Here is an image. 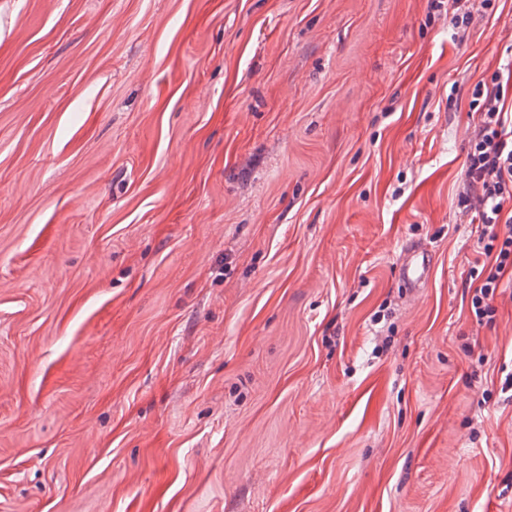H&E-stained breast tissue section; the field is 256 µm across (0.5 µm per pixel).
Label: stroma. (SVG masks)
Instances as JSON below:
<instances>
[{
  "label": "stroma",
  "instance_id": "obj_1",
  "mask_svg": "<svg viewBox=\"0 0 512 512\" xmlns=\"http://www.w3.org/2000/svg\"><path fill=\"white\" fill-rule=\"evenodd\" d=\"M429 4L0 0V512H512L459 200L512 0ZM454 10V26L458 29V39H464L468 25L475 14L486 13L492 8V0H452ZM460 33V35H459ZM432 265L431 257L417 249L406 253L398 270L399 279L406 288H422Z\"/></svg>",
  "mask_w": 512,
  "mask_h": 512
}]
</instances>
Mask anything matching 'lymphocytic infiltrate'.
Wrapping results in <instances>:
<instances>
[{"mask_svg": "<svg viewBox=\"0 0 512 512\" xmlns=\"http://www.w3.org/2000/svg\"><path fill=\"white\" fill-rule=\"evenodd\" d=\"M478 122L468 140L464 209L476 224L484 259L468 284L477 326L496 321L495 301L512 287V62L475 84Z\"/></svg>", "mask_w": 512, "mask_h": 512, "instance_id": "f902f5d3", "label": "lymphocytic infiltrate"}]
</instances>
